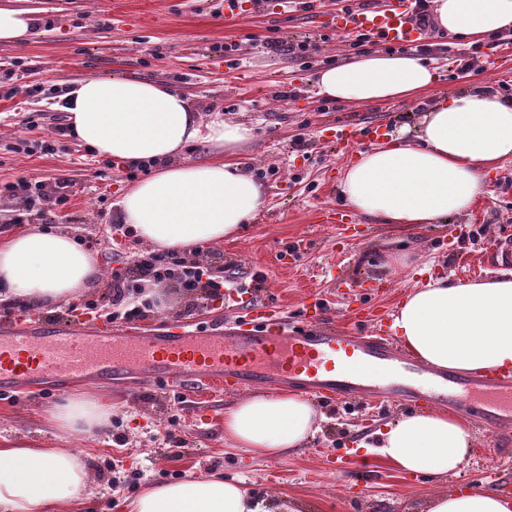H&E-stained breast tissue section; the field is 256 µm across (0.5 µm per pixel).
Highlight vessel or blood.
I'll return each mask as SVG.
<instances>
[{
	"instance_id": "b4317fda",
	"label": "vessel or blood",
	"mask_w": 512,
	"mask_h": 512,
	"mask_svg": "<svg viewBox=\"0 0 512 512\" xmlns=\"http://www.w3.org/2000/svg\"><path fill=\"white\" fill-rule=\"evenodd\" d=\"M336 32L370 34L377 41L412 46L422 32L411 21V0L355 7L336 14ZM427 370L387 336L347 330L332 322L287 327L262 315L248 329L190 331L171 321L157 334L105 324L90 332L59 318L0 319V388L32 389L53 381L157 382L171 391L212 387L242 392L286 387L330 401L364 398L407 406L468 404L492 430L512 434V373L461 377L441 374L427 396L417 382Z\"/></svg>"
}]
</instances>
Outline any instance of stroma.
I'll return each instance as SVG.
<instances>
[{"label":"stroma","mask_w":512,"mask_h":512,"mask_svg":"<svg viewBox=\"0 0 512 512\" xmlns=\"http://www.w3.org/2000/svg\"><path fill=\"white\" fill-rule=\"evenodd\" d=\"M240 2L243 16L228 29L215 13L218 0H18L32 10L38 27L25 44L0 43V87L18 89L12 98H0V187L21 177L49 183L66 177L74 187L65 209L37 219L0 198V241L43 228L97 239L94 259L109 274L115 204L131 180L124 171L81 162L85 148L72 138L50 154L27 147L45 137L60 111L56 81L114 76L173 87L201 114L219 110L255 130L239 161L268 187V199L240 237L201 246L200 259L223 263L231 296L220 305L199 304L191 323L245 327L255 302L300 321L316 318L325 303L336 322L348 326L392 316L406 292L428 276L484 275L486 249L495 237L512 234V160L489 176L487 196L467 213L444 224L400 230L371 223L339 203L340 173L356 152L336 147L329 135L344 124L377 125L395 135L415 128L438 99L472 89L512 102V43L483 40L478 67L462 72L456 58L470 42L429 34L428 43L443 47L433 56L439 69L433 87L407 101L337 102L324 112L314 78L325 66L349 61L345 36L309 10L283 8L280 0ZM267 38L307 40L317 51L306 62L264 49ZM224 42L240 46L233 62L211 52ZM32 85L40 91L30 96L25 89ZM27 118L33 129H25ZM397 253L407 254V265L387 266V257ZM81 394L111 398V425L81 436L60 433L48 423L46 410ZM234 400L212 391L181 402L176 392L131 384L0 390V443L79 452L92 512H124L126 499L155 484L215 472L251 493L287 497L293 512H424L444 491L484 488L512 495V441L495 432L473 428V457L457 475L431 481L400 474L379 455L356 451L360 440L375 441L378 430L408 414L406 406L314 399L318 429L306 445L294 454L263 457L225 443L217 428L197 424L199 413L227 409ZM168 431L173 440H165Z\"/></svg>","instance_id":"stroma-1"}]
</instances>
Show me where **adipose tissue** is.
<instances>
[{"label": "adipose tissue", "instance_id": "ef3b65f1", "mask_svg": "<svg viewBox=\"0 0 512 512\" xmlns=\"http://www.w3.org/2000/svg\"><path fill=\"white\" fill-rule=\"evenodd\" d=\"M438 29L483 39L512 31V0H433ZM436 68L411 53H369L319 71L325 98L355 104L409 100L433 86ZM67 120L98 156L159 162L117 203V221L159 249L191 250L240 234L263 207L266 192L233 158L253 138L247 123L214 112L202 118L188 97L144 80L91 77L67 92ZM201 155L184 158L189 146ZM512 158V104L483 90L440 99L415 131L363 150L339 181L343 203L380 224H438L487 194V175ZM100 279L92 255L64 233L20 231L0 242V302L15 306L74 298ZM392 331L427 367L495 373L512 369V277L451 282L438 277L409 290ZM111 403L73 397L47 412L58 430L83 434L104 426ZM318 414L297 395H254L224 414V439L257 456L301 449ZM377 453L399 471L443 479L472 453L461 420L416 412L386 424ZM88 484L71 448L0 446V512H59ZM125 512H288L212 475L154 487ZM427 512H512L494 491L444 492Z\"/></svg>", "mask_w": 512, "mask_h": 512}]
</instances>
